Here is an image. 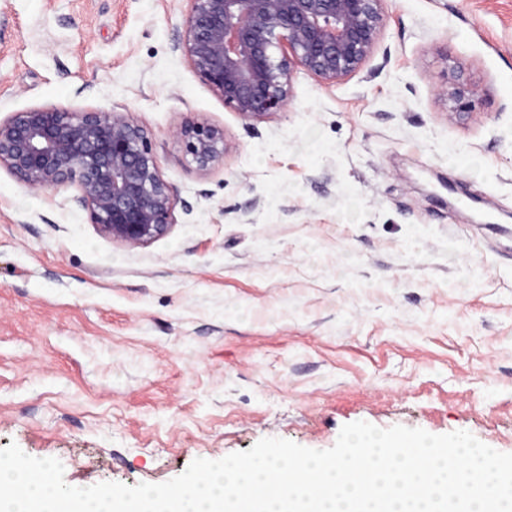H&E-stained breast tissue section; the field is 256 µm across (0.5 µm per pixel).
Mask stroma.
Here are the masks:
<instances>
[{"label": "stroma", "mask_w": 512, "mask_h": 512, "mask_svg": "<svg viewBox=\"0 0 512 512\" xmlns=\"http://www.w3.org/2000/svg\"><path fill=\"white\" fill-rule=\"evenodd\" d=\"M192 0H0V119L114 110L174 222L129 247L75 186L0 170V448L75 487L158 484L366 421L512 453V0H386L342 83L225 106L175 45ZM472 89L452 113L451 82ZM223 129L199 169L180 131Z\"/></svg>", "instance_id": "obj_1"}]
</instances>
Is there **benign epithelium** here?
Masks as SVG:
<instances>
[{
	"mask_svg": "<svg viewBox=\"0 0 512 512\" xmlns=\"http://www.w3.org/2000/svg\"><path fill=\"white\" fill-rule=\"evenodd\" d=\"M385 0H193L178 42L224 104L251 121L285 111L291 71L335 86L372 53ZM471 90L448 89L453 111ZM187 152L206 170L221 163L224 130L193 124L181 131ZM24 186L73 184L75 202L112 241L145 246L174 221L176 199L159 173L143 129L121 112L33 107L0 121V168Z\"/></svg>",
	"mask_w": 512,
	"mask_h": 512,
	"instance_id": "7a95c632",
	"label": "benign epithelium"
}]
</instances>
